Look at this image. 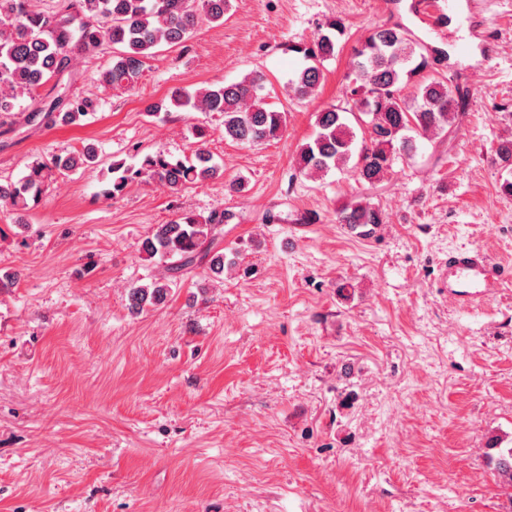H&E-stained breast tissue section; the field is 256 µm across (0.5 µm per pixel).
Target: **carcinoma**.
Masks as SVG:
<instances>
[{
  "label": "carcinoma",
  "mask_w": 512,
  "mask_h": 512,
  "mask_svg": "<svg viewBox=\"0 0 512 512\" xmlns=\"http://www.w3.org/2000/svg\"><path fill=\"white\" fill-rule=\"evenodd\" d=\"M229 0H58L53 16L36 12L32 0H0V122L6 123L21 98L31 101L26 121L54 127L62 122L79 125L97 111L99 104L88 97H56L37 101L39 89L62 74L78 57L90 56L103 43L113 48L112 66L99 80L114 88H131L142 75L152 50L182 44L200 19L224 21ZM328 32L293 51L303 54L306 64L289 83L299 99L316 94L324 78L323 63L336 57V35L343 34L340 20L326 24ZM354 82L347 86L340 104H328L316 112V131L302 145L298 172L305 176L326 173L357 155L354 175L373 184L392 169L394 161L416 151L410 133L444 130L455 120V97L447 79L430 76L411 83L414 75L429 67V59L416 54L408 31L400 26L380 27L354 48ZM261 74L237 82L210 85L190 92L177 89L171 103L189 112L224 113V138L243 144H261L279 138L286 128V113L266 106ZM355 120L362 132L360 148L349 124ZM495 155L505 169L512 168V139L498 143ZM98 165L94 148L50 160L36 159L17 181L0 182V204L18 213L35 208L55 172L89 169ZM114 173L101 195L113 198L139 180L157 183L177 194L188 185L203 184L220 176L208 151L197 149L190 160L171 159L159 150L144 155L136 166L112 161ZM230 219L215 212L200 220L190 213H177L154 228L142 243V253L159 258L166 269L177 273L209 258V269L224 273V253H211L217 225ZM340 224L375 228L383 224L382 212L359 200L337 212ZM172 281L162 276L147 285L130 288L132 312L163 304ZM504 495L512 500V448L489 457Z\"/></svg>",
  "instance_id": "1"
}]
</instances>
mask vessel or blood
Wrapping results in <instances>:
<instances>
[{
    "mask_svg": "<svg viewBox=\"0 0 512 512\" xmlns=\"http://www.w3.org/2000/svg\"><path fill=\"white\" fill-rule=\"evenodd\" d=\"M453 7L452 0H415L414 14L430 28H440ZM465 20L479 45L484 59H491L493 47L482 35L489 26L483 0H468ZM448 298L460 308H469L500 291L512 282V268L504 266L480 249L449 253L445 267Z\"/></svg>",
    "mask_w": 512,
    "mask_h": 512,
    "instance_id": "obj_1",
    "label": "vessel or blood"
}]
</instances>
